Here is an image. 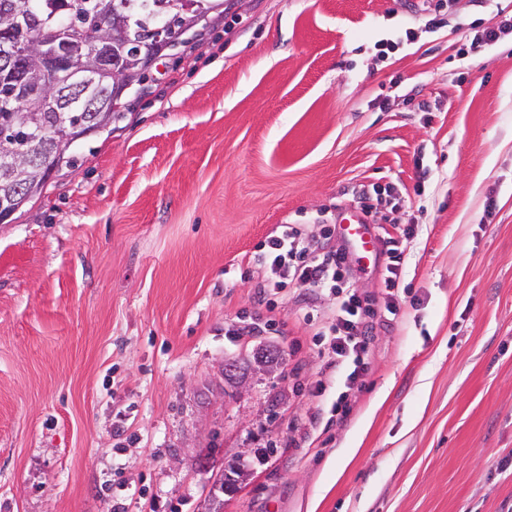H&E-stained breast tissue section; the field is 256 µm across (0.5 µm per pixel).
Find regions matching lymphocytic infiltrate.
I'll return each mask as SVG.
<instances>
[{
  "label": "lymphocytic infiltrate",
  "instance_id": "lymphocytic-infiltrate-1",
  "mask_svg": "<svg viewBox=\"0 0 512 512\" xmlns=\"http://www.w3.org/2000/svg\"><path fill=\"white\" fill-rule=\"evenodd\" d=\"M374 230L384 256L382 286L376 295H362L351 289L354 277L351 253L346 245L333 241L335 227L320 225L305 231L299 224H280L267 236L254 261L263 270L257 282L259 293L305 288L311 295L335 294L336 310L315 333L314 345L326 357L327 367L344 371V389L330 410L347 416L349 396L358 389L368 371L369 344L375 322L394 320L402 299L399 283L404 263L401 239L393 237L385 225Z\"/></svg>",
  "mask_w": 512,
  "mask_h": 512
}]
</instances>
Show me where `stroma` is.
<instances>
[{
	"label": "stroma",
	"instance_id": "obj_1",
	"mask_svg": "<svg viewBox=\"0 0 512 512\" xmlns=\"http://www.w3.org/2000/svg\"><path fill=\"white\" fill-rule=\"evenodd\" d=\"M495 8L453 0L432 32L425 0H224L156 55L0 224V512H207L234 454L222 512L512 507V35L458 53ZM389 183L403 304L312 442L311 384L343 390L312 343L336 297L267 310L249 258ZM268 346L281 368L225 385Z\"/></svg>",
	"mask_w": 512,
	"mask_h": 512
}]
</instances>
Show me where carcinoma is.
<instances>
[{
  "mask_svg": "<svg viewBox=\"0 0 512 512\" xmlns=\"http://www.w3.org/2000/svg\"><path fill=\"white\" fill-rule=\"evenodd\" d=\"M180 0H0V30H10L14 45L31 49V70L37 69L36 40L43 32L67 31L78 42H99L110 35L107 26L120 30L125 48L112 55L116 65H134L139 75L149 66L157 47L158 29L167 43L174 45L188 31L179 17ZM31 88L16 77L0 71V146L24 152L34 131L54 132L62 126L89 122L94 101L103 89L65 93L64 109L29 111ZM44 186L26 182L15 188L8 184L0 191L12 195L21 209L40 196Z\"/></svg>",
  "mask_w": 512,
  "mask_h": 512,
  "instance_id": "1",
  "label": "carcinoma"
}]
</instances>
